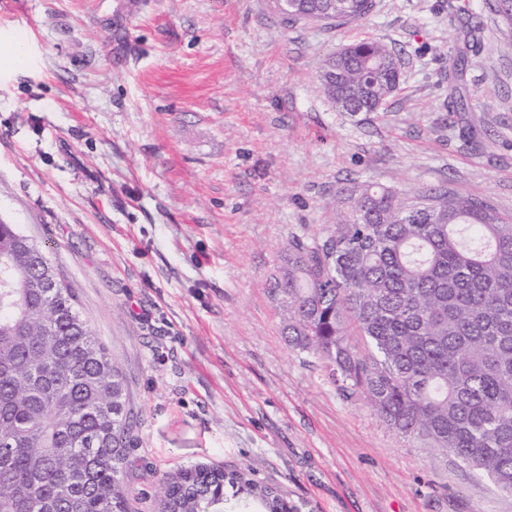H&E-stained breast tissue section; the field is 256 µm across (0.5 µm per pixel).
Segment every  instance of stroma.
<instances>
[{
    "label": "stroma",
    "instance_id": "1",
    "mask_svg": "<svg viewBox=\"0 0 512 512\" xmlns=\"http://www.w3.org/2000/svg\"><path fill=\"white\" fill-rule=\"evenodd\" d=\"M373 3L326 29L269 0H0V222L46 249L126 377L131 512L196 464L249 467L294 512H512L289 349L268 296L345 186L512 215V37L489 0ZM364 36L399 88L342 112L316 68Z\"/></svg>",
    "mask_w": 512,
    "mask_h": 512
}]
</instances>
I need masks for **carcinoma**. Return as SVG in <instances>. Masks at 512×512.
I'll use <instances>...</instances> for the list:
<instances>
[{
    "instance_id": "cac0c4a2",
    "label": "carcinoma",
    "mask_w": 512,
    "mask_h": 512,
    "mask_svg": "<svg viewBox=\"0 0 512 512\" xmlns=\"http://www.w3.org/2000/svg\"><path fill=\"white\" fill-rule=\"evenodd\" d=\"M373 0H291L290 20L365 22ZM512 36V0H492ZM328 55L317 78L343 112H378L400 61L376 38ZM288 345L403 437L451 451L512 494V218L464 193L336 191L325 233L288 240L271 276ZM125 380L45 251L0 222V512H129ZM290 512L244 470L163 480L156 512Z\"/></svg>"
}]
</instances>
